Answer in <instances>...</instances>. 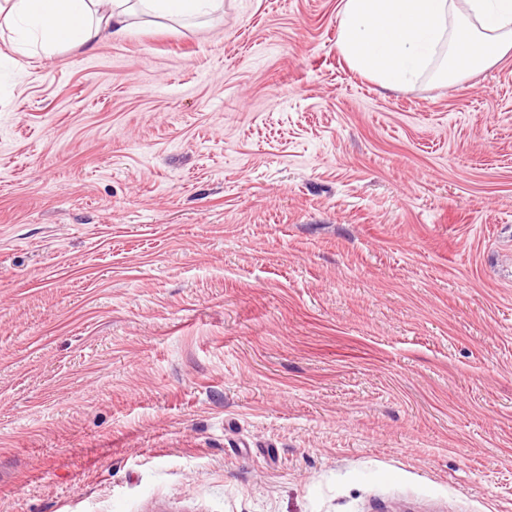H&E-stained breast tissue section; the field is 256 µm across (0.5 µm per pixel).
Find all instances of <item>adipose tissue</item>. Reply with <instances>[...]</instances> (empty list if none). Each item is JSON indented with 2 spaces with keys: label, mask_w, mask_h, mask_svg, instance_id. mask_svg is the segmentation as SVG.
Here are the masks:
<instances>
[{
  "label": "adipose tissue",
  "mask_w": 512,
  "mask_h": 512,
  "mask_svg": "<svg viewBox=\"0 0 512 512\" xmlns=\"http://www.w3.org/2000/svg\"><path fill=\"white\" fill-rule=\"evenodd\" d=\"M137 5L184 19L224 0H0V18L53 50L125 36ZM340 15L341 55L387 88L430 71L451 84L512 49V0H342Z\"/></svg>",
  "instance_id": "1"
}]
</instances>
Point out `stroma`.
<instances>
[{
  "instance_id": "35a3bbf8",
  "label": "stroma",
  "mask_w": 512,
  "mask_h": 512,
  "mask_svg": "<svg viewBox=\"0 0 512 512\" xmlns=\"http://www.w3.org/2000/svg\"><path fill=\"white\" fill-rule=\"evenodd\" d=\"M340 9L0 27V512H512V51ZM337 47L387 88L453 84L512 48V0H342Z\"/></svg>"
}]
</instances>
